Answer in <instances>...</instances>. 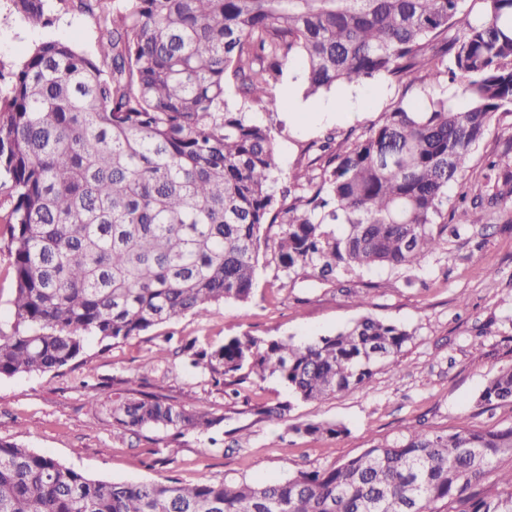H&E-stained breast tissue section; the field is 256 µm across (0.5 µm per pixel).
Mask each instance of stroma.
Listing matches in <instances>:
<instances>
[{
    "label": "stroma",
    "mask_w": 512,
    "mask_h": 512,
    "mask_svg": "<svg viewBox=\"0 0 512 512\" xmlns=\"http://www.w3.org/2000/svg\"><path fill=\"white\" fill-rule=\"evenodd\" d=\"M55 23L32 28L10 15L0 0V60L14 63L36 42L59 39L94 50L98 29L83 13L59 10ZM292 60L272 93L275 113L254 107L251 120L270 126L279 166L291 175L307 161L308 147L327 131L366 126L386 107L418 97L419 86L383 77L302 100ZM341 116L333 111L338 101ZM512 167V112L473 151L467 189L483 182L486 157ZM512 196L491 220L468 225L421 268L359 271L333 283L292 281L275 264L259 260L255 288L243 303L209 306L205 315L185 316L150 332L108 346L87 340L74 364L47 373L0 378V438L48 455L84 475L114 482L173 478L193 484L206 478L249 482L284 480L301 471L343 463L367 448L390 443L406 430L456 433L512 424V404L487 408L477 398L500 368L512 365ZM370 315L413 334L395 364L376 370L367 388L320 402L293 399L278 378L245 384L240 399L225 397L209 374L186 357L156 359L164 341L213 350L225 338L245 333L308 342L351 326ZM144 377L149 391L187 409L209 411L222 420L216 437L189 431L176 438L163 430L139 436L116 432L107 411L87 403L88 385H99L104 402L126 394L130 377ZM288 404L296 424L343 426L337 436L285 431L254 414L257 405Z\"/></svg>",
    "instance_id": "stroma-1"
}]
</instances>
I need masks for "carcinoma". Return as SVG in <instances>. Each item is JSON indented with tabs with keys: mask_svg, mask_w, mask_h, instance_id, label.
Listing matches in <instances>:
<instances>
[{
	"mask_svg": "<svg viewBox=\"0 0 512 512\" xmlns=\"http://www.w3.org/2000/svg\"><path fill=\"white\" fill-rule=\"evenodd\" d=\"M8 2L31 26L53 24L47 0ZM57 2L95 20L96 49L48 40L8 67L0 61L15 279L0 377L67 367L89 337L119 344L213 303L244 302L262 248L289 279L419 268L503 195L470 198L463 185L473 150L512 112V0H480L476 14L466 0ZM294 56L307 97L379 76L424 90L339 142L328 132L278 192L275 136L247 110L277 111L271 89ZM443 78L463 104L428 90ZM486 168L512 194V169ZM266 226L277 230L263 238ZM411 338L367 315L305 343L246 334L175 353L189 352L229 397L275 376L296 399L319 402L368 387ZM479 403L512 404V367ZM111 415L134 435L209 433L222 422L156 394L117 398ZM0 512H512V425L412 431L286 480L193 485L94 480L0 439Z\"/></svg>",
	"mask_w": 512,
	"mask_h": 512,
	"instance_id": "cac0c4a2",
	"label": "carcinoma"
}]
</instances>
